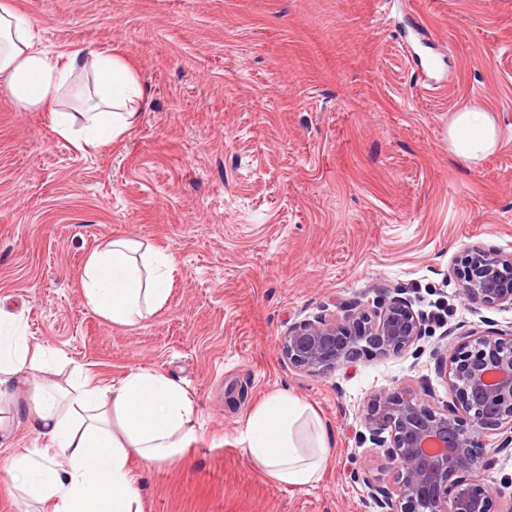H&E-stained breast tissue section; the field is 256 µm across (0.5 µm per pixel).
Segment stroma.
Returning a JSON list of instances; mask_svg holds the SVG:
<instances>
[{"label": "stroma", "instance_id": "1", "mask_svg": "<svg viewBox=\"0 0 512 512\" xmlns=\"http://www.w3.org/2000/svg\"><path fill=\"white\" fill-rule=\"evenodd\" d=\"M52 54L120 47L147 90L133 128L82 153L48 113L0 90V313L54 355L116 383L147 369L192 400L198 432L162 464L132 460L146 512H373L349 473H392L359 438L378 389L449 399L446 332L512 328L466 304L455 268L479 242L512 251V0H11ZM500 131L454 155L456 112ZM123 237L170 256L167 302L112 322L81 287ZM403 292L427 321L421 355L367 353L309 375L278 349L293 324ZM283 392L334 437L323 477L276 482L243 450L248 417ZM0 447V512H29L9 467L45 447L23 416ZM477 478L512 500V450Z\"/></svg>", "mask_w": 512, "mask_h": 512}]
</instances>
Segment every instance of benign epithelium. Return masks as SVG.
<instances>
[{
	"mask_svg": "<svg viewBox=\"0 0 512 512\" xmlns=\"http://www.w3.org/2000/svg\"><path fill=\"white\" fill-rule=\"evenodd\" d=\"M456 275L469 304L512 307V252L473 244ZM343 315L321 314L294 324L278 348L288 363L320 374L353 363L361 354H420L425 318L410 298L385 297L368 306L356 299ZM438 371L448 377L450 401L435 411L407 387L380 389L361 420L359 437L381 450L393 482L366 470L350 480L364 488L375 512H512L498 510L492 491L474 478L475 450L492 431L496 450L512 447V329L469 332L448 342Z\"/></svg>",
	"mask_w": 512,
	"mask_h": 512,
	"instance_id": "benign-epithelium-1",
	"label": "benign epithelium"
}]
</instances>
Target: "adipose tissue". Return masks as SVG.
I'll return each mask as SVG.
<instances>
[{
	"instance_id": "1",
	"label": "adipose tissue",
	"mask_w": 512,
	"mask_h": 512,
	"mask_svg": "<svg viewBox=\"0 0 512 512\" xmlns=\"http://www.w3.org/2000/svg\"><path fill=\"white\" fill-rule=\"evenodd\" d=\"M77 89L79 108L55 110L51 91ZM0 89L25 110L48 112L55 131L80 151L111 145L139 116L144 97L125 56L88 47L51 55L41 49L26 17L0 0ZM455 154L477 159L492 152L499 131L470 110L456 112L449 128ZM136 246L117 237L87 259L82 280L92 309L133 325L168 299L173 262L154 252L133 258ZM45 351L20 330L0 331V405L16 381L32 391L18 411L47 448H25L10 465L23 476L22 490L50 512H144L134 490L131 459L153 464L181 454L196 434L193 404L170 378L131 371L117 384L84 370L59 385L42 380ZM243 440L253 463L277 482L317 484L333 438L300 400L276 395L248 419Z\"/></svg>"
}]
</instances>
